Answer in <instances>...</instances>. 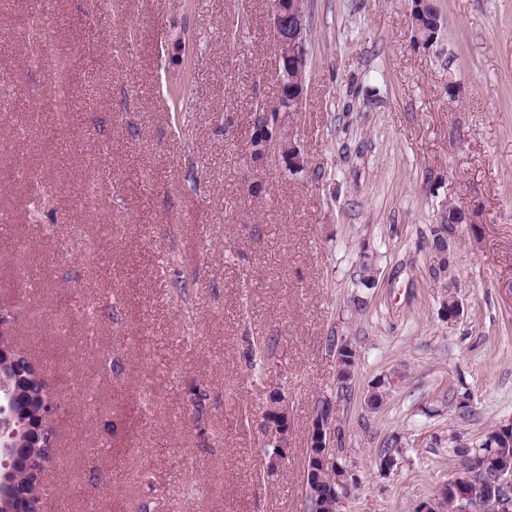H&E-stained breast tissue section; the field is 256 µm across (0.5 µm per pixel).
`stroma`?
<instances>
[{
  "mask_svg": "<svg viewBox=\"0 0 512 512\" xmlns=\"http://www.w3.org/2000/svg\"><path fill=\"white\" fill-rule=\"evenodd\" d=\"M434 2L423 45L412 0H306L291 175L249 150L278 96L269 0H0V83L23 99L0 111V308L61 406L40 512H307L325 398L341 512H414L512 420V0ZM29 173L55 188L34 219ZM445 203L471 222L442 275ZM79 233L94 258L60 254ZM275 392L292 436L271 476Z\"/></svg>",
  "mask_w": 512,
  "mask_h": 512,
  "instance_id": "obj_1",
  "label": "stroma"
}]
</instances>
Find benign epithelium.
I'll return each mask as SVG.
<instances>
[{
	"label": "benign epithelium",
	"mask_w": 512,
	"mask_h": 512,
	"mask_svg": "<svg viewBox=\"0 0 512 512\" xmlns=\"http://www.w3.org/2000/svg\"><path fill=\"white\" fill-rule=\"evenodd\" d=\"M271 30L278 48L277 78L280 94L276 102L264 106V119L255 125L249 140L251 157L263 160L275 156L289 174L307 168V158L295 141L292 116L300 111L305 97L307 66V26L303 0H270ZM0 363L13 372L0 379V509L3 512H40V505L28 487L12 483L9 474L22 469L41 478L53 447L49 423L58 404L35 364L12 342H0ZM264 445L272 448L266 471L270 472L288 454L291 427L286 401L270 398L262 413ZM310 447L315 449L306 470V495L313 489L328 502L336 497V485L352 488L354 479L347 466L336 470L335 432L332 411L318 413L312 422ZM496 480L493 512H512V456H492L474 445L452 479L456 489L454 512H488L485 483L481 475ZM448 485L434 497L421 502L415 512H447Z\"/></svg>",
	"instance_id": "obj_1"
}]
</instances>
